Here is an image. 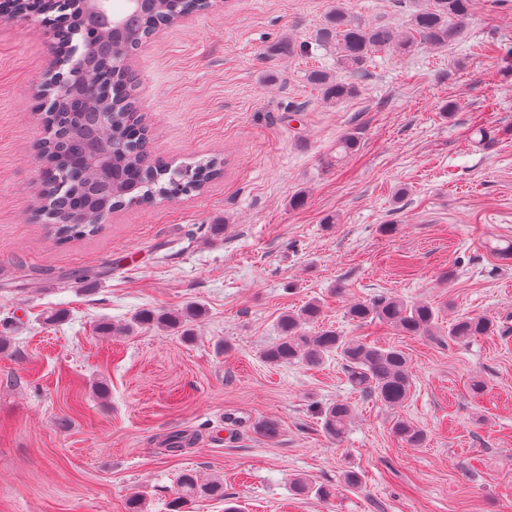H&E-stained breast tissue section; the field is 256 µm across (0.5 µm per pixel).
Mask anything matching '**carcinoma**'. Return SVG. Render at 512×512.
I'll use <instances>...</instances> for the list:
<instances>
[{"mask_svg": "<svg viewBox=\"0 0 512 512\" xmlns=\"http://www.w3.org/2000/svg\"><path fill=\"white\" fill-rule=\"evenodd\" d=\"M190 2L151 0L149 7L127 12L123 17L125 35L116 44L108 45L107 54L124 59L140 43L148 19L163 17L172 22L192 11ZM408 7V26L398 30L367 24L347 9L344 0H336V8L328 14L320 30L319 41L336 52L338 67L358 75L366 71L379 51L405 54L414 50L419 41L442 47L463 35L469 0H409ZM310 81L332 105H339L359 92L356 84L338 80L322 70L312 71ZM99 91L101 98L112 102V130L104 128L101 113L89 111L85 98L67 97L64 111L52 113L45 123L47 136L37 144V155L42 160V190L37 210L52 221L64 241L97 233L101 229L98 211L102 207L109 214L134 200L150 202L157 197L166 198L176 180L183 194L201 191L220 174L216 163L206 161L192 168L191 175L185 179L183 169L172 168L151 156L148 131L129 100L125 67L113 70L112 80H103ZM357 147L355 135L341 137L324 164L339 163ZM198 314L195 307H188L181 314L143 311L134 317V324H156L179 331ZM347 315L358 323L377 319L410 336H434L439 329L438 314L430 304L383 295L351 304ZM320 317V305L313 301L283 315L279 320L281 335L264 349V361L274 366L291 363L319 366L335 354L345 365L349 383L362 396L386 409L402 407L412 387L407 354L396 346L376 347L342 336L320 325ZM493 330L494 324L488 317L467 316L448 326V341L464 343L489 336ZM320 414L323 432L339 440L350 424L352 407L336 402L325 406ZM254 431L273 441L279 436L280 423L273 418L262 419L255 424ZM391 431L413 448L422 447L426 441V433L402 417L391 420ZM201 496L224 498L223 483L217 479L205 481L191 470L182 472L173 499L176 512Z\"/></svg>", "mask_w": 512, "mask_h": 512, "instance_id": "obj_1", "label": "carcinoma"}]
</instances>
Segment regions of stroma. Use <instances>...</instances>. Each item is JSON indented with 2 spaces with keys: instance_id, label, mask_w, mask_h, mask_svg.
<instances>
[{
  "instance_id": "obj_1",
  "label": "stroma",
  "mask_w": 512,
  "mask_h": 512,
  "mask_svg": "<svg viewBox=\"0 0 512 512\" xmlns=\"http://www.w3.org/2000/svg\"><path fill=\"white\" fill-rule=\"evenodd\" d=\"M470 2L461 41L377 53L338 106L308 81L336 70L315 40L336 0H224L162 27L125 61L151 153L223 172L68 241L33 218L35 112L58 41L0 18V512H127L136 491L144 512H172L185 470L224 484L190 512H512V259L494 252L512 242V0ZM347 5L371 24L407 20L398 0ZM348 132L358 150L324 167ZM381 294L430 303L440 336L348 318ZM309 301L340 334L406 352L397 415L423 447L393 436L394 414L340 359L263 362L280 317ZM191 305L189 337L125 329ZM475 315L498 334L449 342V322ZM336 401L355 408L338 442L319 414ZM266 417L281 424L272 441L254 431ZM175 431L190 442L171 453ZM347 470L360 488L343 486ZM299 478L336 494L296 495Z\"/></svg>"
}]
</instances>
